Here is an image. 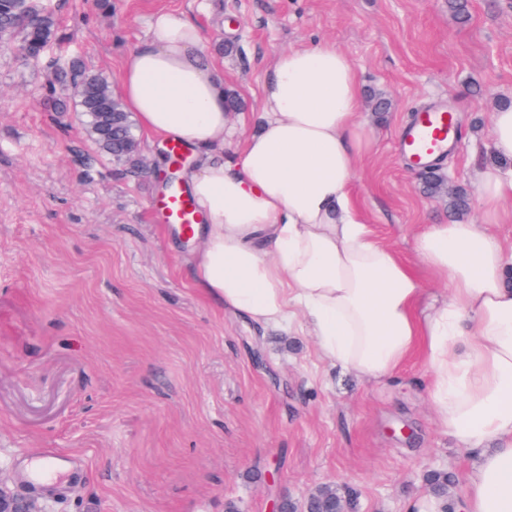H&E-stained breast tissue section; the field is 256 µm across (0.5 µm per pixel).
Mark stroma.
I'll return each mask as SVG.
<instances>
[{"mask_svg": "<svg viewBox=\"0 0 512 512\" xmlns=\"http://www.w3.org/2000/svg\"><path fill=\"white\" fill-rule=\"evenodd\" d=\"M72 51L118 83L151 15L194 19L240 107L238 139L261 122L263 84L286 50L329 41L365 95L369 150L353 194L373 237L411 263L420 313L448 295L418 263L415 236L448 221L395 139L414 108L460 116V145L438 162L480 218L476 169L496 163L491 117L512 100V0H53ZM48 71L0 50V481L48 512H270L324 486L358 512H410L428 471L458 499L476 457L440 430L425 368L359 381L323 360L298 324L261 326L214 303L192 276L190 237L157 203L163 144L139 135V166L99 152L76 110L52 112ZM389 102L373 112L370 95ZM54 451L50 489L29 464Z\"/></svg>", "mask_w": 512, "mask_h": 512, "instance_id": "obj_1", "label": "stroma"}]
</instances>
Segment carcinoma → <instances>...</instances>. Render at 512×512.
<instances>
[{"instance_id": "obj_1", "label": "carcinoma", "mask_w": 512, "mask_h": 512, "mask_svg": "<svg viewBox=\"0 0 512 512\" xmlns=\"http://www.w3.org/2000/svg\"><path fill=\"white\" fill-rule=\"evenodd\" d=\"M70 37L63 32L52 0H0V47L28 61L46 49L43 60L55 81L46 87V95L56 94V85L70 90L75 106L87 117V133L101 152L115 161L132 162L137 156L138 139L130 115L114 94L109 81L85 67L75 56L55 54L68 51ZM468 209V197L462 190H448V210L454 216ZM427 482L436 495L448 489V474L432 472ZM346 495L327 486L310 494L307 507L317 503L344 504Z\"/></svg>"}]
</instances>
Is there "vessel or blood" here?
<instances>
[{
    "label": "vessel or blood",
    "instance_id": "vessel-or-blood-1",
    "mask_svg": "<svg viewBox=\"0 0 512 512\" xmlns=\"http://www.w3.org/2000/svg\"><path fill=\"white\" fill-rule=\"evenodd\" d=\"M458 142V117L454 110L440 104L416 109L396 142L406 166L420 169L452 151ZM165 223L179 225L184 234H192L195 213L182 193L172 192L161 200Z\"/></svg>",
    "mask_w": 512,
    "mask_h": 512
}]
</instances>
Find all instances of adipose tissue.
Wrapping results in <instances>:
<instances>
[{
    "label": "adipose tissue",
    "mask_w": 512,
    "mask_h": 512,
    "mask_svg": "<svg viewBox=\"0 0 512 512\" xmlns=\"http://www.w3.org/2000/svg\"><path fill=\"white\" fill-rule=\"evenodd\" d=\"M356 71L334 44L281 53L262 123L232 160L224 79L193 21H148L120 75L143 132L181 143L185 188L205 218L193 277L220 306L276 326L299 311L318 352L358 378H391L421 354L439 427L480 460L462 502L421 512H512V249L486 227L512 201V168L476 170L481 223L433 224L414 252L450 284L418 315L414 271L371 235L352 188L365 144Z\"/></svg>",
    "instance_id": "1"
}]
</instances>
